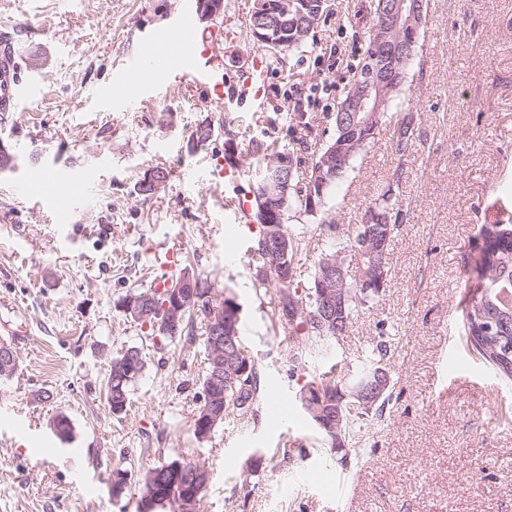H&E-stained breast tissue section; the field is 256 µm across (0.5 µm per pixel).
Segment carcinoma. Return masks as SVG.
Returning a JSON list of instances; mask_svg holds the SVG:
<instances>
[{
	"mask_svg": "<svg viewBox=\"0 0 512 512\" xmlns=\"http://www.w3.org/2000/svg\"><path fill=\"white\" fill-rule=\"evenodd\" d=\"M367 15L371 16L370 25L364 32V51L358 65L351 69L348 81L340 93L336 104L346 101L350 95L357 94L358 83L368 69L370 59L378 52L373 45V30L381 24V0H368L365 5ZM307 40L296 42L284 47L274 40L266 45L270 58L281 61L285 55L304 47ZM419 64L418 54H413L402 66L392 74V91L388 103L382 112L374 116L372 125L374 132L362 135L344 132L339 127V112L331 113L334 134L332 138L322 141L313 135L310 119L304 118L299 112L291 117L293 124L287 126L289 140L250 139L249 155L255 162L252 174V184L258 183L268 176V160L287 155L294 158L293 176L285 198L272 201V207L283 213V223L280 224L281 234L288 239V263L292 266V278L288 283H282L277 276L273 260L266 247L267 227H262L259 236L250 246L251 262L254 269V280L259 288L274 289L277 296V318L282 328L293 331L301 339L302 347L310 353L323 350L325 343L337 339L347 332V327L358 314L359 308L380 296L388 281L390 272V248L403 224V210L399 207L398 198L393 195V184L401 182L403 168L398 166L393 173L392 182L381 188L374 199L377 216L391 217L390 224L381 221L372 223L379 229V242L383 249L376 257L358 254L359 262L355 273H350V264L346 262V254L354 251V244L364 233L365 225L357 224L347 233L339 231L335 216L330 213L328 199L336 182L343 178L352 168L357 155L370 146L375 134L386 129L390 135L391 148L398 158L408 155L415 147L416 134L414 114L407 111L400 118L393 117V109L398 106L400 96L406 87L411 71ZM336 147V172L328 177L322 185H314L312 181L320 169L323 158L331 147ZM314 185L316 210L310 209L309 185ZM321 215L322 222L317 225L313 235L308 237L305 231L298 227L303 215ZM482 246L475 257L477 282L472 287L463 313V332L469 342L482 358L496 372L507 379L512 378V228L501 224H486L482 227ZM309 251L316 253L313 270L306 285H301L297 274L300 270L301 256ZM339 258L344 272L343 281L336 284L338 288H357V277L375 276L376 285L370 291L367 301H358L356 296L347 300L344 314L338 329L330 332L321 330L318 325L319 291L323 280V266L330 258ZM191 284L195 294L194 306L186 308L181 314L182 320L173 329L165 325V303L174 294L175 289ZM135 300L141 302L140 310L132 318L148 328L147 336L155 340L172 343L181 341L192 345L201 342L204 350V367L199 377L200 392L199 406L194 414V434L199 439L210 437L214 430L230 417H244L252 411L260 397V374L254 358L248 357L239 336V315L228 312L224 308V300L219 298V292L208 276L197 273L193 269L183 267L175 274L147 288L131 291L122 301ZM224 318V335L234 336V342L240 353L235 355V363H249V371L243 380L229 382L222 379V398H217L212 390L214 368L209 362L210 342L212 336V320L216 315ZM377 357L368 361L363 370L351 377L336 372V365L325 366L316 372L300 389L298 397L303 402L308 398L319 396L340 402L349 388L357 383L365 374L384 363L389 358L390 345L382 340L376 346ZM134 353L139 356L140 365L134 373H129L126 355ZM146 367L143 352L136 346H131L112 358L110 370L105 385L106 401L114 416L126 412L132 387L142 376ZM219 402L223 413L217 419L203 425V412L213 402ZM183 465V472L173 469L175 463ZM209 470L205 463L198 459L179 456L159 462L149 468L138 479L140 501L152 497L169 512H180L181 502L192 501L199 505L205 496L209 483Z\"/></svg>",
	"mask_w": 512,
	"mask_h": 512,
	"instance_id": "obj_1",
	"label": "carcinoma"
}]
</instances>
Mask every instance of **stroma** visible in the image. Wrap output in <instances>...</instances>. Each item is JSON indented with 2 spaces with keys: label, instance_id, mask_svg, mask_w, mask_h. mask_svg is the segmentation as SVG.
Wrapping results in <instances>:
<instances>
[{
  "label": "stroma",
  "instance_id": "1",
  "mask_svg": "<svg viewBox=\"0 0 512 512\" xmlns=\"http://www.w3.org/2000/svg\"><path fill=\"white\" fill-rule=\"evenodd\" d=\"M366 0H327L313 44L271 66L260 99L232 93L263 50L247 34L254 0H224L203 20L195 0H5L0 31L13 36L32 93L0 115V339L19 356L0 382V512H139L140 496L113 497L109 477L140 474L190 453L211 471L198 512H512V380L467 344L462 308L475 273L467 257L486 224L512 225V0H428L411 86L419 140L396 162L386 135L361 152L328 205L344 229L361 223L394 168L403 167L404 222L382 295L345 336L317 354L281 344L274 294L256 288L246 250L261 227L240 219L247 177L227 175L225 123L284 136L283 113H312L327 139L328 109L296 104L297 89L343 87L363 44ZM189 19L198 64L217 56L226 93L214 102L188 77L144 85L128 69L143 39ZM210 122V140L190 134ZM162 167L153 196L136 185ZM69 175L50 197L38 176ZM190 253L240 305V336L260 367L262 397L244 422L197 439L199 346L156 349L118 306L165 274L172 247ZM394 350L392 400L356 425L348 455L331 450L296 394L323 360L358 372L380 340ZM141 347L147 367L125 414L105 383L113 355ZM73 429L61 441L56 413ZM303 445L282 459L275 448ZM272 454L259 472L242 462Z\"/></svg>",
  "mask_w": 512,
  "mask_h": 512
}]
</instances>
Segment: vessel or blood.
Wrapping results in <instances>:
<instances>
[{"instance_id":"vessel-or-blood-1","label":"vessel or blood","mask_w":512,"mask_h":512,"mask_svg":"<svg viewBox=\"0 0 512 512\" xmlns=\"http://www.w3.org/2000/svg\"><path fill=\"white\" fill-rule=\"evenodd\" d=\"M161 37L173 48L174 60L167 66L157 62L151 42H143L135 64L138 73L164 71V73L188 74L201 83H209L212 69L197 66L190 51L193 40L191 26L183 21L170 22L162 26ZM20 47L9 34H0V112L18 111L24 88L20 78ZM267 67L263 60L253 59L250 70L241 88L242 96H260L266 83Z\"/></svg>"}]
</instances>
